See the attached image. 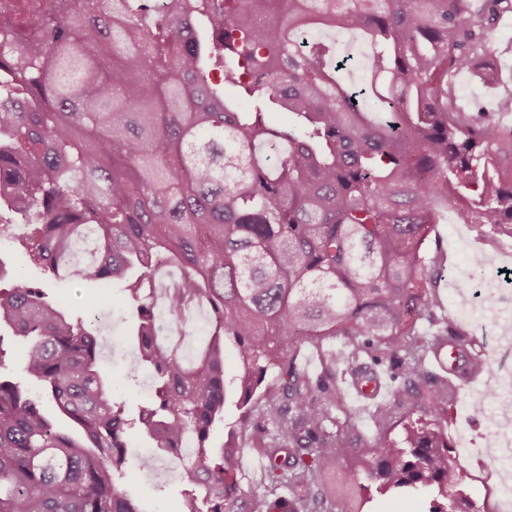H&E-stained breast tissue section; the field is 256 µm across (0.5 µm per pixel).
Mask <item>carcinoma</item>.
<instances>
[{"label": "carcinoma", "instance_id": "obj_1", "mask_svg": "<svg viewBox=\"0 0 512 512\" xmlns=\"http://www.w3.org/2000/svg\"><path fill=\"white\" fill-rule=\"evenodd\" d=\"M112 0L43 26L28 48L26 5L0 34V206L29 227L22 262L50 279L126 282L138 312V364L155 395L137 418L112 397L107 340L16 273L0 325L27 340L24 372L40 397L0 377V512H144L120 485L135 428L179 459L182 512H351L319 478L354 455L335 432L336 372L360 355L392 362L414 397L434 384L428 359L464 333L440 316L426 257L440 205L512 239V128L457 108L448 75L497 76L489 35L512 0ZM152 41L141 44V34ZM336 32L372 47L367 87L342 83ZM234 54L211 80L216 44ZM230 82L245 97L226 95ZM265 108L291 115L268 123ZM280 152L268 163V152ZM179 269L164 309L185 327L207 307L201 359L186 365L156 327V275ZM340 338L314 377L306 344ZM235 350L241 421L264 401L259 495L243 484L245 443L209 445L224 423V349ZM433 394L400 439L379 432L374 465L347 479L432 494L428 512H483L451 465L445 404Z\"/></svg>", "mask_w": 512, "mask_h": 512}]
</instances>
